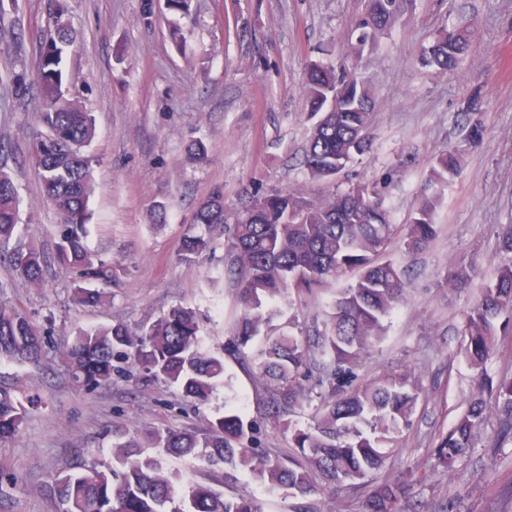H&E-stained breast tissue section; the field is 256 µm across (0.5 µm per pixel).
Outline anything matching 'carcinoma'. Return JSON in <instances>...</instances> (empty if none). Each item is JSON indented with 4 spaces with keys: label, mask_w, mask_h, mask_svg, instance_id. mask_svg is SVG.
I'll return each mask as SVG.
<instances>
[{
    "label": "carcinoma",
    "mask_w": 512,
    "mask_h": 512,
    "mask_svg": "<svg viewBox=\"0 0 512 512\" xmlns=\"http://www.w3.org/2000/svg\"><path fill=\"white\" fill-rule=\"evenodd\" d=\"M398 3L368 0L365 16L355 25L354 50L396 21ZM471 37L468 25L440 30L422 54L424 66L459 73ZM76 43L77 34L66 25L49 31L41 39L36 83L25 72L12 78L15 95L24 98L35 88L41 96L31 159L60 224L50 257L13 244L21 233V200L12 175L0 166V264L8 265L14 278L40 285L55 261L72 274L70 302L86 307L102 301L115 266L86 244L93 159L85 148L96 127L93 114L72 96L63 67ZM303 94L314 119L303 163L311 179L331 183L370 149L373 95L346 66L319 63L308 68ZM460 168L459 153L445 150L436 157L429 181L446 186ZM442 200L439 193L421 197L406 228L405 252L422 251L435 239L434 216ZM226 224L224 191L216 188L193 214L182 238L181 259L190 262L209 252ZM230 235L224 272L235 279L241 314L223 352L203 349L195 312L175 305L133 330L121 324L75 328L66 339L67 373L77 387L109 386L114 362H123L153 380L178 385L186 399L201 403L224 381L225 362L232 361L262 380L265 416L292 429L299 458L285 460L261 449L254 421L235 407L204 431L149 427L143 443L114 431L112 462L91 460L64 469L44 486L56 512H260L248 497H227L195 482L176 485L162 456H192L208 466L222 465L226 479L248 473L300 501L289 512H320L313 498L327 488L355 489L378 477L395 452L411 426L422 394L419 383L409 372L354 383L362 352L382 338L385 319L408 292L405 270L381 260L396 225L377 187L358 185L322 200L298 190L272 189L254 198L248 215L233 222ZM499 240L500 251L511 259L480 287L463 320L461 351L476 370L475 391L436 445V459L448 469L473 447L489 407L497 424L495 446L512 440V374L496 384L484 375L500 324L512 323V224L502 226ZM329 283L340 288L332 296L324 328L315 325L307 336L274 331L276 299L288 296L301 306ZM47 335L31 316L0 301V359L38 362ZM311 404V424L297 427L295 414ZM25 420L21 400L0 384V445L16 441ZM147 448L157 453H147ZM409 502L408 484L384 479L366 501L365 512H405L402 505Z\"/></svg>",
    "instance_id": "1"
}]
</instances>
